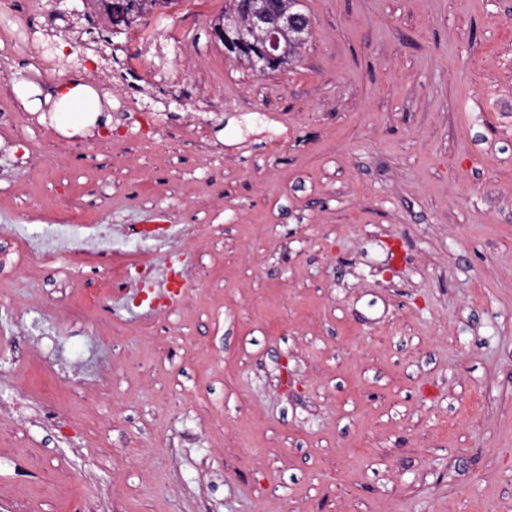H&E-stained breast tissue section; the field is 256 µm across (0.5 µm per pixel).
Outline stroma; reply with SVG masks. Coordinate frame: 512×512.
I'll return each mask as SVG.
<instances>
[{"label": "stroma", "instance_id": "stroma-1", "mask_svg": "<svg viewBox=\"0 0 512 512\" xmlns=\"http://www.w3.org/2000/svg\"><path fill=\"white\" fill-rule=\"evenodd\" d=\"M227 2L139 18L185 34L140 48L96 0H10L39 48L0 40V225L75 194L198 230L191 298L109 338L45 316L50 280L0 276V308H29L0 349L57 336L113 368L106 400L29 368L81 428L0 418V512L97 490L105 512H512V0H302V57L266 74L215 40ZM74 79L110 137L58 134Z\"/></svg>", "mask_w": 512, "mask_h": 512}]
</instances>
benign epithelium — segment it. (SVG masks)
Wrapping results in <instances>:
<instances>
[{"mask_svg": "<svg viewBox=\"0 0 512 512\" xmlns=\"http://www.w3.org/2000/svg\"><path fill=\"white\" fill-rule=\"evenodd\" d=\"M267 0H252V5L245 13L243 27L229 29L222 24L214 27V37L225 46V54L236 46L248 42L246 33H251L261 40L256 53L249 55V66L257 72L265 73L277 64L282 56L281 37L288 34L297 42H304L310 31V19L294 3L271 11L266 6Z\"/></svg>", "mask_w": 512, "mask_h": 512, "instance_id": "benign-epithelium-1", "label": "benign epithelium"}]
</instances>
